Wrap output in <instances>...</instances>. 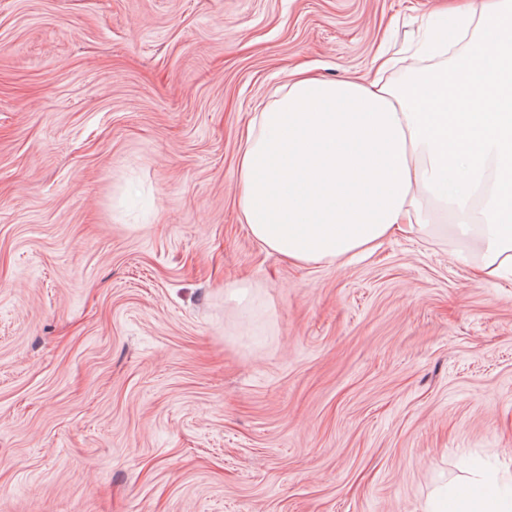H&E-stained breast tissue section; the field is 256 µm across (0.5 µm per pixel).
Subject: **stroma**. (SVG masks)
<instances>
[{"instance_id":"1","label":"stroma","mask_w":512,"mask_h":512,"mask_svg":"<svg viewBox=\"0 0 512 512\" xmlns=\"http://www.w3.org/2000/svg\"><path fill=\"white\" fill-rule=\"evenodd\" d=\"M440 0H0V512H425L512 482V279L458 235L296 266L237 157L289 71Z\"/></svg>"}]
</instances>
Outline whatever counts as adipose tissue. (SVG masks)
<instances>
[{
    "label": "adipose tissue",
    "instance_id": "1",
    "mask_svg": "<svg viewBox=\"0 0 512 512\" xmlns=\"http://www.w3.org/2000/svg\"><path fill=\"white\" fill-rule=\"evenodd\" d=\"M442 16L425 44L437 68L393 86L382 52L370 81L292 77L255 114L237 200L260 247L332 263L406 230L476 231L481 273L512 277V0H451Z\"/></svg>",
    "mask_w": 512,
    "mask_h": 512
}]
</instances>
